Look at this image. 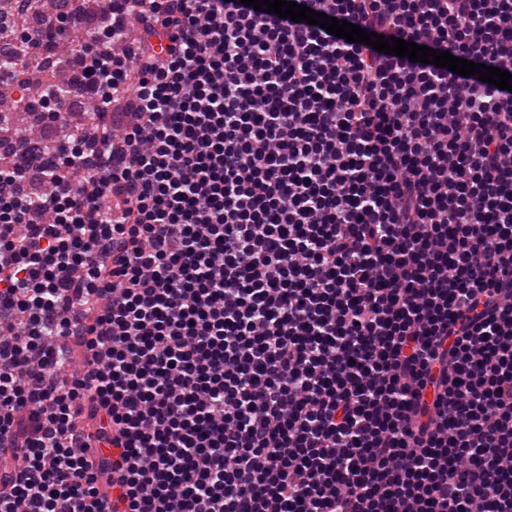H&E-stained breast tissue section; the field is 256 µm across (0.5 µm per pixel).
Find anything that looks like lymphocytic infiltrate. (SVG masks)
I'll list each match as a JSON object with an SVG mask.
<instances>
[{
	"mask_svg": "<svg viewBox=\"0 0 512 512\" xmlns=\"http://www.w3.org/2000/svg\"><path fill=\"white\" fill-rule=\"evenodd\" d=\"M35 2L1 87L83 26ZM299 2L512 72V0ZM94 33L0 140V512H512V92L240 0Z\"/></svg>",
	"mask_w": 512,
	"mask_h": 512,
	"instance_id": "lymphocytic-infiltrate-1",
	"label": "lymphocytic infiltrate"
}]
</instances>
